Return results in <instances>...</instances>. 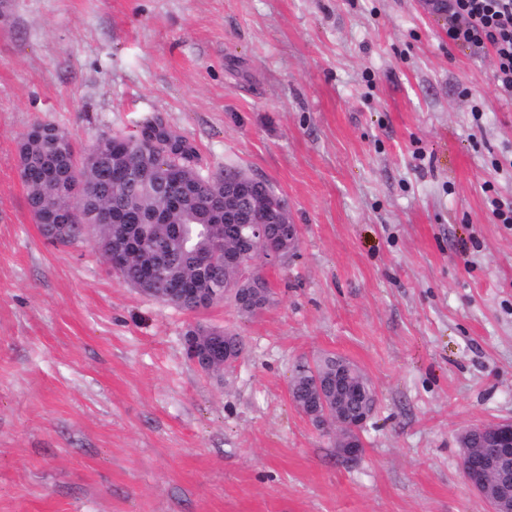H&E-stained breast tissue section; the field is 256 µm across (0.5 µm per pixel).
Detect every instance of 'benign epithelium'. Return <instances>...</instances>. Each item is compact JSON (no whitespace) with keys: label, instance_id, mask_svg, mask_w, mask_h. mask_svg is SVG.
Instances as JSON below:
<instances>
[{"label":"benign epithelium","instance_id":"7a95c632","mask_svg":"<svg viewBox=\"0 0 512 512\" xmlns=\"http://www.w3.org/2000/svg\"><path fill=\"white\" fill-rule=\"evenodd\" d=\"M266 197L264 181L242 170L224 179V223L259 222L261 226L256 230V236L262 242L266 239L265 225L275 224L276 239L290 248L295 247L299 227L290 223L287 202L282 200L278 203H268L258 214L245 206L250 200H263ZM257 259L274 266L280 261V252L266 246L254 253L253 258L249 260L224 255V261L237 263L242 280L256 275L254 263ZM218 342L219 338L216 337L211 346L203 348L198 345L197 337L188 336L185 338L186 354L196 367L208 365L212 362L214 351L218 350ZM352 371L353 368L345 363L336 368V409H331L319 391L313 397L312 409L306 413L312 421L317 420L323 426L336 427L338 439H348V443L342 445L341 450L343 455L350 459L361 454V430L375 409L367 399L362 401L360 410L355 413L344 409L342 401L350 402L357 399L361 391V388L353 385ZM478 431L484 434L492 451L485 453L480 448L464 449V476L472 488L488 502L490 512H512V492L508 490L507 480L509 463L512 462V421L483 425L478 427Z\"/></svg>","mask_w":512,"mask_h":512}]
</instances>
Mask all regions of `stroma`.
Here are the masks:
<instances>
[{
  "instance_id": "35a3bbf8",
  "label": "stroma",
  "mask_w": 512,
  "mask_h": 512,
  "mask_svg": "<svg viewBox=\"0 0 512 512\" xmlns=\"http://www.w3.org/2000/svg\"><path fill=\"white\" fill-rule=\"evenodd\" d=\"M161 118L288 201L271 301L188 312L52 246L18 163ZM512 101L416 0H0V512H488L459 435L512 420ZM242 336L208 374L184 335ZM334 353L377 392L363 451L293 404ZM222 340L224 345L222 349V357L219 359L218 362L214 363L211 372H219L224 368H230L234 366L235 363L240 358V355L231 357L228 354H225L224 350H226L229 353L243 352V339L237 333L224 329V335L222 337ZM293 379L291 399L298 407L299 403H306L311 399L308 385L309 381L312 379V366H299V369L296 371V375Z\"/></svg>"
}]
</instances>
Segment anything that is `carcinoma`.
I'll return each instance as SVG.
<instances>
[{"label":"carcinoma","mask_w":512,"mask_h":512,"mask_svg":"<svg viewBox=\"0 0 512 512\" xmlns=\"http://www.w3.org/2000/svg\"><path fill=\"white\" fill-rule=\"evenodd\" d=\"M125 151L108 165L98 146L77 156L74 144L55 124L33 123L19 143V167L27 172L24 184L27 202L40 232L49 242L74 245L86 240L88 228L100 226L94 241L105 259L123 247L130 259L118 276L137 288L147 273L156 270L151 296L163 302L179 296L173 285L188 283L199 296L181 300L182 308L196 312L225 298L224 289L240 288L239 311L254 313L249 284H239L238 266L224 263V253L245 252L253 239V227L242 226L231 236L224 227L225 168L203 172L195 163L196 151L185 139L173 135L157 118L143 122L138 135L123 137ZM155 148L151 169L139 179L112 175L111 167L134 171L143 162V150ZM183 173L184 182H166L170 169ZM79 214L62 225L56 239L47 226L74 210ZM211 261L204 265L202 256ZM312 367L301 365L293 380L294 404L311 399L308 388Z\"/></svg>","instance_id":"obj_1"}]
</instances>
